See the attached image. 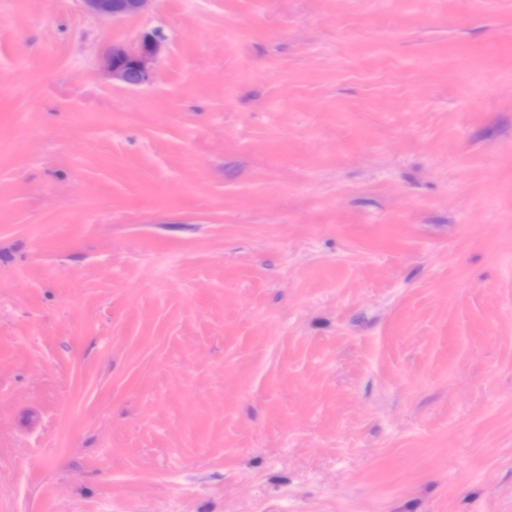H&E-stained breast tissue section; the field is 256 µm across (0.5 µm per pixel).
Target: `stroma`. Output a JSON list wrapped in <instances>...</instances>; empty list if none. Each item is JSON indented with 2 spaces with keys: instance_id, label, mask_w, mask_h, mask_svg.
I'll return each mask as SVG.
<instances>
[{
  "instance_id": "obj_1",
  "label": "stroma",
  "mask_w": 512,
  "mask_h": 512,
  "mask_svg": "<svg viewBox=\"0 0 512 512\" xmlns=\"http://www.w3.org/2000/svg\"><path fill=\"white\" fill-rule=\"evenodd\" d=\"M0 512H512V0H0ZM152 0H79L84 11L102 21L141 15ZM163 49L162 38L156 33H145L127 44H112L101 57L103 74L128 88L146 85L153 80Z\"/></svg>"
}]
</instances>
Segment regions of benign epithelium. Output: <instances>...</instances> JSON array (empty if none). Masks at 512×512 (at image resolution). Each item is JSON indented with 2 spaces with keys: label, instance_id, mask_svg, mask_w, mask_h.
<instances>
[{
  "label": "benign epithelium",
  "instance_id": "obj_1",
  "mask_svg": "<svg viewBox=\"0 0 512 512\" xmlns=\"http://www.w3.org/2000/svg\"><path fill=\"white\" fill-rule=\"evenodd\" d=\"M84 11L102 21L141 15L151 0H79ZM160 35L145 33L127 44H114L101 57L105 77L128 88L150 83L155 64L163 52Z\"/></svg>",
  "mask_w": 512,
  "mask_h": 512
}]
</instances>
